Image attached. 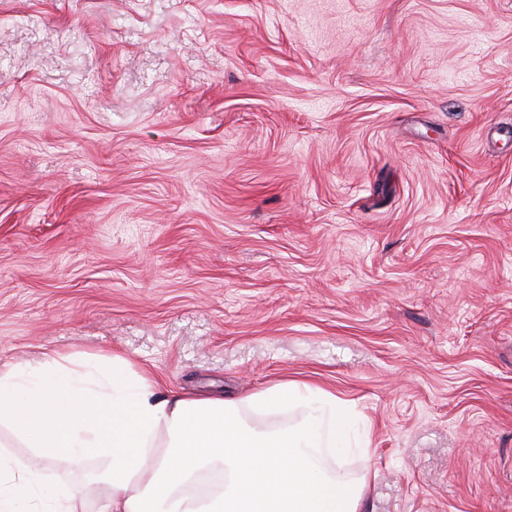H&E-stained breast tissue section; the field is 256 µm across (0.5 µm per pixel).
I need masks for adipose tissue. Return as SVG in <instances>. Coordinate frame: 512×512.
<instances>
[{
  "instance_id": "adipose-tissue-1",
  "label": "adipose tissue",
  "mask_w": 512,
  "mask_h": 512,
  "mask_svg": "<svg viewBox=\"0 0 512 512\" xmlns=\"http://www.w3.org/2000/svg\"><path fill=\"white\" fill-rule=\"evenodd\" d=\"M298 407L286 429H260L244 410L275 414ZM8 423L41 460L107 463L101 512H360L362 481L323 465L322 424L345 426L332 394L285 381L238 399L160 392L152 376L132 371L97 378L53 354L40 366L0 372V424ZM167 435L169 445L157 443ZM223 481L204 495L199 476ZM36 493L30 465L0 448V512H21Z\"/></svg>"
}]
</instances>
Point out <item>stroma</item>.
Listing matches in <instances>:
<instances>
[{
  "label": "stroma",
  "instance_id": "stroma-1",
  "mask_svg": "<svg viewBox=\"0 0 512 512\" xmlns=\"http://www.w3.org/2000/svg\"><path fill=\"white\" fill-rule=\"evenodd\" d=\"M52 352L306 382L364 512H512V0H0V369Z\"/></svg>",
  "mask_w": 512,
  "mask_h": 512
}]
</instances>
